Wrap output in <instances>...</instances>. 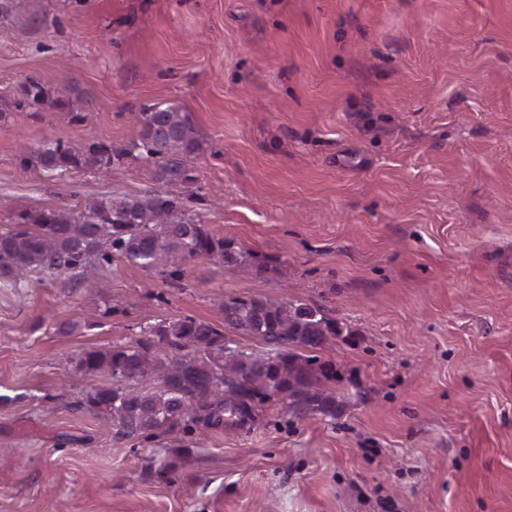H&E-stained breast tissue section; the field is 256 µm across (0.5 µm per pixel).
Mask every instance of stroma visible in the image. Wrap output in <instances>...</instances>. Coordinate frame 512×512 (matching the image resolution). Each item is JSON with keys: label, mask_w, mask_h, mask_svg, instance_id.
I'll list each match as a JSON object with an SVG mask.
<instances>
[{"label": "stroma", "mask_w": 512, "mask_h": 512, "mask_svg": "<svg viewBox=\"0 0 512 512\" xmlns=\"http://www.w3.org/2000/svg\"><path fill=\"white\" fill-rule=\"evenodd\" d=\"M32 79L81 121L23 104ZM161 101L207 142L174 193L245 261L0 288V512H512V0H0V226L156 190L133 154L58 180L20 156L125 148ZM222 295L335 322L301 351L335 417L269 402L182 451L79 407L111 382L85 352L223 326Z\"/></svg>", "instance_id": "obj_1"}]
</instances>
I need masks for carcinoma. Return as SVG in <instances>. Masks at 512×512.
<instances>
[{
    "mask_svg": "<svg viewBox=\"0 0 512 512\" xmlns=\"http://www.w3.org/2000/svg\"><path fill=\"white\" fill-rule=\"evenodd\" d=\"M23 92L31 105L47 101L35 79ZM205 144L187 113L155 103L136 113L135 135L124 149L101 146L83 152L50 139L34 153L21 155L20 162L48 175L71 170L104 175L115 160L136 151L154 181L177 185L189 180L190 165ZM200 258L233 268L244 255L192 216L189 199L156 190L144 196L102 197L77 213L43 209L18 215L0 231V287L17 291L34 278L64 272L97 286L117 262L176 284L183 266ZM219 307L225 327L257 339L266 352L240 350L224 332L190 316L161 319L140 328L142 338L133 344L81 357L80 369L112 378L111 384L89 392L81 407L111 420L120 440L179 438L201 427H243L253 420L256 404L273 399L286 401L297 420L336 415V395L327 387L336 380L332 363L293 352L321 347L336 335L319 310L261 297L222 298ZM143 382L156 388L139 387Z\"/></svg>",
    "mask_w": 512,
    "mask_h": 512,
    "instance_id": "obj_1",
    "label": "carcinoma"
}]
</instances>
